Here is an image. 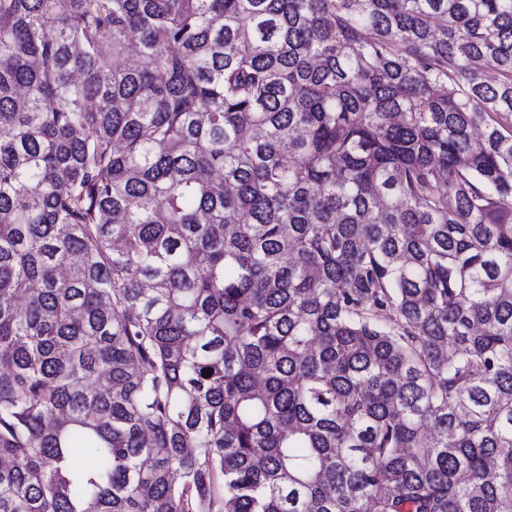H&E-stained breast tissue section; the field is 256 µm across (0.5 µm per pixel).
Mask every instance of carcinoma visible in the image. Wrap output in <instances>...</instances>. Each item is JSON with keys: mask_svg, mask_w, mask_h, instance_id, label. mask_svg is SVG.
Returning <instances> with one entry per match:
<instances>
[{"mask_svg": "<svg viewBox=\"0 0 512 512\" xmlns=\"http://www.w3.org/2000/svg\"><path fill=\"white\" fill-rule=\"evenodd\" d=\"M0 512H512V0H0Z\"/></svg>", "mask_w": 512, "mask_h": 512, "instance_id": "cac0c4a2", "label": "carcinoma"}]
</instances>
